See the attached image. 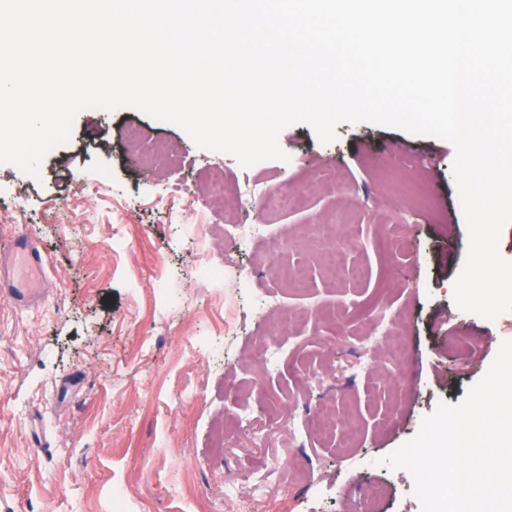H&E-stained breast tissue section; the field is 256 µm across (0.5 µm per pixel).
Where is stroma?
I'll return each instance as SVG.
<instances>
[{"label":"stroma","mask_w":512,"mask_h":512,"mask_svg":"<svg viewBox=\"0 0 512 512\" xmlns=\"http://www.w3.org/2000/svg\"><path fill=\"white\" fill-rule=\"evenodd\" d=\"M333 133L289 125L287 160L245 166L135 108H85L36 174L0 163V240L33 235L50 286L29 309L0 301V512H358L372 486L377 512H422L379 460L484 377L512 312L454 302V146L368 121ZM159 141L173 160L145 169ZM270 191L301 202L269 208ZM381 320L398 360L365 339Z\"/></svg>","instance_id":"1"}]
</instances>
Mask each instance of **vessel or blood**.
I'll use <instances>...</instances> for the list:
<instances>
[{
	"label": "vessel or blood",
	"mask_w": 512,
	"mask_h": 512,
	"mask_svg": "<svg viewBox=\"0 0 512 512\" xmlns=\"http://www.w3.org/2000/svg\"><path fill=\"white\" fill-rule=\"evenodd\" d=\"M10 258L8 273L0 272V298L23 307L36 302L47 280L46 260L35 239L27 232L14 235L0 246V257Z\"/></svg>",
	"instance_id": "1"
}]
</instances>
